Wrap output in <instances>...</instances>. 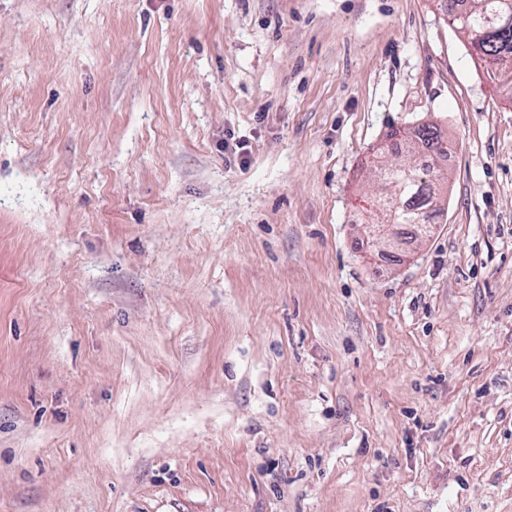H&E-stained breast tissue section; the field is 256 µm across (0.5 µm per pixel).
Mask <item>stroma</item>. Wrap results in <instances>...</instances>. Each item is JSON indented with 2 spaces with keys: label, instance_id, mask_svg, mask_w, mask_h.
Here are the masks:
<instances>
[{
  "label": "stroma",
  "instance_id": "stroma-1",
  "mask_svg": "<svg viewBox=\"0 0 512 512\" xmlns=\"http://www.w3.org/2000/svg\"><path fill=\"white\" fill-rule=\"evenodd\" d=\"M421 122L448 210L366 243ZM0 512H512V99L436 0H0Z\"/></svg>",
  "mask_w": 512,
  "mask_h": 512
}]
</instances>
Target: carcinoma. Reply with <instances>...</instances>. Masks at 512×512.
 <instances>
[{
  "mask_svg": "<svg viewBox=\"0 0 512 512\" xmlns=\"http://www.w3.org/2000/svg\"><path fill=\"white\" fill-rule=\"evenodd\" d=\"M444 11L469 42V54L480 60L487 80L512 87V0H448ZM396 135L409 158L381 170L389 193L372 203L368 223L398 228L435 224L445 211L434 189L437 165L420 164L413 156L425 150L432 159H443L448 156V141L428 124L404 129L393 124L390 136Z\"/></svg>",
  "mask_w": 512,
  "mask_h": 512,
  "instance_id": "cac0c4a2",
  "label": "carcinoma"
}]
</instances>
